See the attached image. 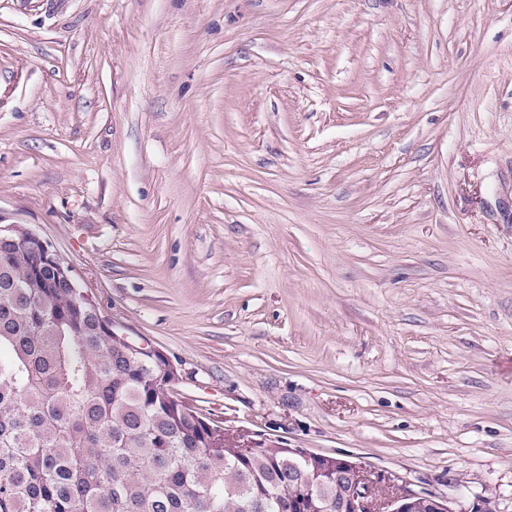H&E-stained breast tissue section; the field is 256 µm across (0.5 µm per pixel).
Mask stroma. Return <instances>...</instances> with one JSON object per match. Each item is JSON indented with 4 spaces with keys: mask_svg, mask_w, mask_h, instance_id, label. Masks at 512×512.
Segmentation results:
<instances>
[{
    "mask_svg": "<svg viewBox=\"0 0 512 512\" xmlns=\"http://www.w3.org/2000/svg\"><path fill=\"white\" fill-rule=\"evenodd\" d=\"M0 222L228 435L512 512V0H0Z\"/></svg>",
    "mask_w": 512,
    "mask_h": 512,
    "instance_id": "obj_1",
    "label": "stroma"
}]
</instances>
